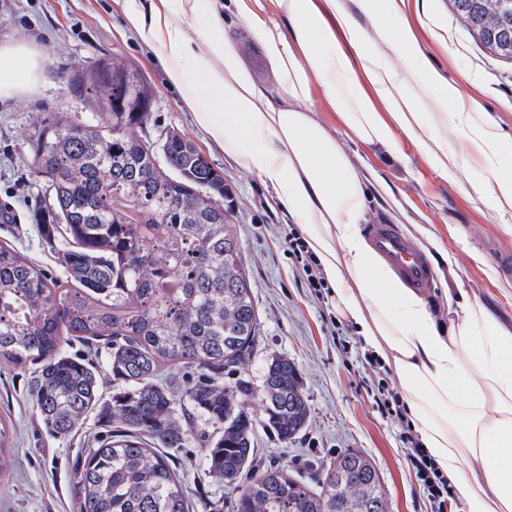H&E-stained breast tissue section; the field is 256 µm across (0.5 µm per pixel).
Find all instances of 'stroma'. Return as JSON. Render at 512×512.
Instances as JSON below:
<instances>
[{"instance_id": "stroma-1", "label": "stroma", "mask_w": 512, "mask_h": 512, "mask_svg": "<svg viewBox=\"0 0 512 512\" xmlns=\"http://www.w3.org/2000/svg\"><path fill=\"white\" fill-rule=\"evenodd\" d=\"M431 32L423 40L431 63L463 92L479 97L488 119L512 141V61L491 55L454 16L448 0H423ZM23 41L47 56L48 76L32 95L0 101V241L8 242L54 274H61L54 251L42 240L34 208L44 185L30 171L27 142L50 114L64 112L83 123L99 125L107 116L94 92H78L73 83L98 59L123 62L143 75L151 89V110L132 132L159 143L176 130L196 145L224 177V209L240 241L258 305L260 331L245 370L228 374L262 381L266 362L275 355L291 358L299 371L311 409L305 429L291 443L258 432L257 467L286 466L291 474L316 479L338 453L356 450L375 464L388 494L389 512H429L397 428L378 412L366 388L378 380L395 384L391 367L370 369L358 358L367 346L356 326L336 309L334 299L309 288L301 265L289 254L286 236L293 220L261 179L238 168L221 147L194 123L179 92L166 82L155 54L137 38L115 10L113 0H0V44ZM317 119L342 143L355 166L377 175L391 197L371 195L365 223L391 217L392 201L404 209L400 229L412 243L422 230L433 231L455 263L441 251L428 250L434 278L425 299L436 321L447 322V296L457 291L480 297L512 329V272L500 259L512 254V215L487 210L470 183L480 171L456 121L440 124V139L454 159L449 176L433 170L410 141H403L404 162L388 161L383 151L351 140L321 92H314ZM480 251L485 264L470 258ZM25 375L0 366V418L12 423L14 455L0 473V512H79L76 452L89 437L103 434L96 417H88L73 437L51 436L43 427L24 387ZM212 429L197 424L189 447L176 451L175 467L186 475L194 505L206 499L232 502V492L212 481L204 463Z\"/></svg>"}]
</instances>
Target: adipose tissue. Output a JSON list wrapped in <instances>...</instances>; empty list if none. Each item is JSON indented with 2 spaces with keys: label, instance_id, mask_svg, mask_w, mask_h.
Segmentation results:
<instances>
[{
  "label": "adipose tissue",
  "instance_id": "ef3b65f1",
  "mask_svg": "<svg viewBox=\"0 0 512 512\" xmlns=\"http://www.w3.org/2000/svg\"><path fill=\"white\" fill-rule=\"evenodd\" d=\"M156 52L196 125L272 188L300 224L336 307L391 364L400 398L440 474L467 512H512V331L478 297L449 298L438 325L427 301L388 272L360 231L368 189L338 139L309 108L320 90L350 138L403 158L409 139L439 172L448 149L436 114L453 112L492 175L472 183L512 214V157L483 105L429 61L426 18L410 0H231L277 81L273 102L224 31L222 0H114ZM47 60L0 46V99L34 92Z\"/></svg>",
  "mask_w": 512,
  "mask_h": 512
}]
</instances>
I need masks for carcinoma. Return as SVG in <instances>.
Instances as JSON below:
<instances>
[{"mask_svg": "<svg viewBox=\"0 0 512 512\" xmlns=\"http://www.w3.org/2000/svg\"><path fill=\"white\" fill-rule=\"evenodd\" d=\"M116 70L100 59L83 87L101 93L110 122L84 125L65 113L44 120L28 142L33 173L45 185L36 217L57 250L60 279L0 242V365L28 372L26 393L48 433L75 435L93 411L112 425L78 451L81 512H190L174 451L193 438L196 419L217 429L207 439L208 476L236 492L232 512H388L373 462L344 451L314 485L279 466L253 469L255 432L295 438L310 410L296 366L272 357L260 391L224 372L247 361L258 309L239 240L219 199L224 177L181 135L164 168L152 145L126 133ZM212 202L187 203L197 192ZM73 340L103 343L107 372L120 388L101 402L94 363L67 352ZM165 366L198 372L182 392L159 382ZM13 429L0 420V470L12 464ZM244 488L238 483L242 476Z\"/></svg>", "mask_w": 512, "mask_h": 512, "instance_id": "cac0c4a2", "label": "carcinoma"}]
</instances>
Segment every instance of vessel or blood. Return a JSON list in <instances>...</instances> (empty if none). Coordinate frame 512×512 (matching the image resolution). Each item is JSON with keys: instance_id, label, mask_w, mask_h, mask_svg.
I'll list each match as a JSON object with an SVG mask.
<instances>
[{"instance_id": "1", "label": "vessel or blood", "mask_w": 512, "mask_h": 512, "mask_svg": "<svg viewBox=\"0 0 512 512\" xmlns=\"http://www.w3.org/2000/svg\"><path fill=\"white\" fill-rule=\"evenodd\" d=\"M367 233L373 249L403 282L417 290L427 288L434 276L433 266L425 253L399 233L396 225L371 224Z\"/></svg>"}]
</instances>
